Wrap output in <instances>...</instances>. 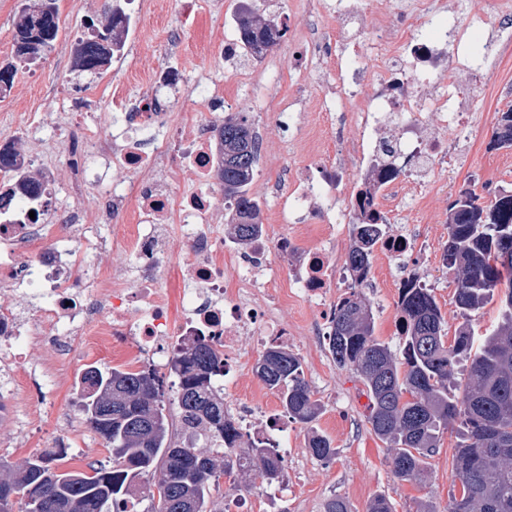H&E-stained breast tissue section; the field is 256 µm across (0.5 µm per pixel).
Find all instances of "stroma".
Instances as JSON below:
<instances>
[{
    "label": "stroma",
    "instance_id": "35a3bbf8",
    "mask_svg": "<svg viewBox=\"0 0 512 512\" xmlns=\"http://www.w3.org/2000/svg\"><path fill=\"white\" fill-rule=\"evenodd\" d=\"M334 2L253 0V8L261 17L276 19L291 31L304 33L311 20ZM104 3L59 0L60 31L53 50L35 66L19 69L11 89L0 94V144L14 143L23 153L39 151L45 163L54 165L59 187L56 208L65 210L71 202L70 188L78 179L70 161L82 155L83 129L109 130L113 93L138 99L153 73L176 68L183 72L185 82L166 94L172 113L205 112L197 84L215 83L225 89L223 114L248 113L253 125L265 129L266 161L257 167L249 191L264 200L261 223L274 235H288L290 227L283 220L276 188L283 185V174L291 167H315L339 157L351 158L359 126L349 118L332 125L329 116L337 111L339 93L330 69L339 53L351 56L359 52L371 67L381 65L369 39L356 45L331 39L308 50L307 70L303 73L292 66L295 43L289 39L263 56H246L240 71L235 72L213 51L212 42L218 37H235L237 0H195L197 23L176 49L170 46L171 28L181 0H141L125 37L123 54L113 58L101 75L91 76L76 69L75 47L86 19L106 24ZM243 71L254 76L253 86L241 84L239 74ZM448 81L458 85L464 109L471 116L461 131L452 134L456 148L445 165L450 172V187L444 192H431L421 207L396 218L389 229L395 233L417 230L422 249L418 273L453 330L463 317L455 303L453 277L442 266V248L448 239V204L467 187L486 185L497 191H512V150L488 147L499 112L512 106V58L494 76L464 81L453 72ZM285 96L297 99L303 123L318 133L310 147L300 150L290 146L288 134L279 126L278 106ZM59 112L75 114L72 126L54 125L53 118ZM34 114L42 120L36 144L28 138V124ZM187 262L186 246L175 245L161 271V286L174 321L188 308ZM401 268V263L395 261H374L373 283L363 290L372 307L376 336L396 352L401 349L396 280ZM277 314L291 331L287 348L302 360L305 378L321 405V413L311 425L289 424L285 435L290 451L288 473L283 484L264 488L262 495L254 498L253 512H323L326 500L336 495L347 499L352 512H366L369 502L378 495L386 496L395 512H419L424 504L432 512H446L456 491L452 475L457 447L454 433L443 434L436 453L428 460L424 482L397 480L385 444L366 421L369 399L364 384L355 372L336 366L326 341L308 333L310 322L317 316L316 308L303 298L293 297L278 307ZM27 356L28 375L19 381L24 396L17 409L18 419L0 422V459L18 464L34 454L58 452L62 455L61 467L76 470L109 462L110 449L76 413V382L88 366L112 368L120 365V358L106 348L90 358L76 354L69 369L55 373L48 384L43 377L48 348L30 342ZM224 402L242 403L260 413L279 405L277 394L263 385L248 364L242 366L235 386L225 390ZM316 432L328 436L337 450L330 466L321 465L306 449Z\"/></svg>",
    "mask_w": 512,
    "mask_h": 512
}]
</instances>
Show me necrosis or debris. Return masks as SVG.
<instances>
[{
    "instance_id": "obj_1",
    "label": "necrosis or debris",
    "mask_w": 512,
    "mask_h": 512,
    "mask_svg": "<svg viewBox=\"0 0 512 512\" xmlns=\"http://www.w3.org/2000/svg\"><path fill=\"white\" fill-rule=\"evenodd\" d=\"M335 14L337 36L355 43L370 34L384 64L374 71L358 58L336 59L342 107L352 110L360 127L355 152L370 169L361 187L352 186L348 163L341 157L312 174L302 166L288 172L284 214L289 223L300 224L306 211L321 212L323 223L309 230L325 240L360 205L395 217L425 199L435 186V167L448 155V142L425 135L424 129L435 119L454 128L461 118V101L447 85L446 72L480 73L502 62L512 49V42L496 35L512 19V0H486L478 20L487 37L478 56L465 62L459 56L464 32L444 0H407L401 26L372 10L369 0H336ZM366 85L372 91L364 99L360 92ZM112 106L114 121L124 125L122 136L86 130L89 162L82 179L107 182L112 207L127 214L123 235L110 240L90 236L78 205L62 213L58 224H50L55 172L35 152L26 162L40 173L41 197L0 216V369L5 372L0 404L18 399L13 374L24 367V346L32 340L48 344L54 371L69 367L77 349L116 344L133 367L152 368L176 338L200 332L214 337L224 358V383L235 385L245 335H253L261 350L288 341V327L279 322L275 304L254 300L259 277L277 253L292 258L288 283L275 292L277 302L301 294L318 306L312 335L329 331L334 264L324 247L300 251L292 238L274 240L266 231L247 247H225L214 222L224 204V188L217 178L222 157L213 125L192 116L173 143L164 135L174 128L173 115L156 95H145L133 105L117 96ZM188 167L197 181L183 190L179 184ZM171 228L190 255L189 308L177 324L168 317L160 284L172 248L167 236ZM108 249L122 251L125 260L98 272L96 291H88L78 272L87 268L89 253ZM32 286L41 287L44 300L33 311L17 303Z\"/></svg>"
}]
</instances>
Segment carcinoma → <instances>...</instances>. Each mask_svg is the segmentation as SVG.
Here are the masks:
<instances>
[{
	"instance_id": "1",
	"label": "carcinoma",
	"mask_w": 512,
	"mask_h": 512,
	"mask_svg": "<svg viewBox=\"0 0 512 512\" xmlns=\"http://www.w3.org/2000/svg\"><path fill=\"white\" fill-rule=\"evenodd\" d=\"M22 0L14 35L16 63L0 68V92H6L19 67L43 58L59 33L57 0H42L31 10ZM127 16L114 15L102 30L91 22L89 35L75 49L79 71L98 75L124 45ZM243 49L260 56L285 34L277 21L262 19L249 8L237 14ZM224 165L219 178L224 196L236 199L230 212L232 233L242 245L257 234L259 209L248 195L257 165L258 143L243 112L224 117L217 128ZM492 150L512 147V108L501 117L488 143ZM21 154L0 149V172L14 177ZM472 188L459 191L448 206V242L442 266L454 274L455 301L466 320L448 343V328L429 288H402L397 308L402 357L374 336L367 299L356 289L372 267L373 237L383 233L376 212L357 215L356 233L346 265L355 286L336 302L327 336L336 365L361 378L370 399L367 423L387 448L391 471L401 481H423L427 459L440 436L455 430L461 442L453 458L459 494L448 512H512V194L498 193L490 204ZM499 322L483 336L468 317L493 299ZM178 380L177 396L164 389L165 374L120 366L88 367L82 374L79 413L111 448L112 463L87 471H61L48 453L35 454L7 474H0V512H228L212 508V491L222 475L232 474L228 456L242 434L224 415V360L205 337H189L169 365ZM255 373L277 392L284 416L313 423L321 405L305 379L300 359L283 346L260 356ZM183 430L173 432L170 406ZM308 452L330 462L336 449L314 434ZM242 472L254 471L267 483L278 482L283 459L276 445L258 439L236 459Z\"/></svg>"
}]
</instances>
